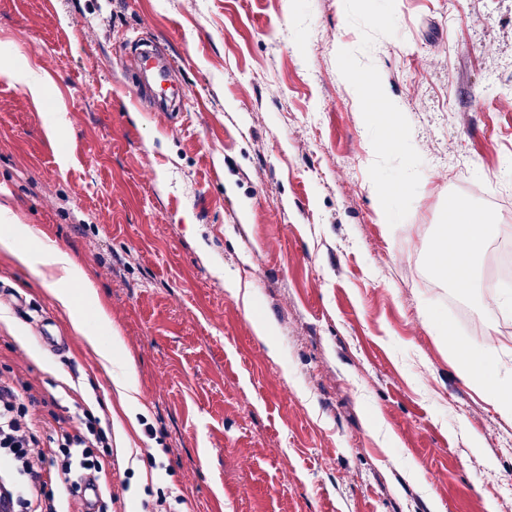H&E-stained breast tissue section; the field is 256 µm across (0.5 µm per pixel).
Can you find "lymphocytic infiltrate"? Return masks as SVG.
I'll list each match as a JSON object with an SVG mask.
<instances>
[{"label": "lymphocytic infiltrate", "instance_id": "1", "mask_svg": "<svg viewBox=\"0 0 512 512\" xmlns=\"http://www.w3.org/2000/svg\"><path fill=\"white\" fill-rule=\"evenodd\" d=\"M45 400L13 369L0 371V512H61L50 487L86 505L83 481L106 487L109 425L91 409L39 413Z\"/></svg>", "mask_w": 512, "mask_h": 512}]
</instances>
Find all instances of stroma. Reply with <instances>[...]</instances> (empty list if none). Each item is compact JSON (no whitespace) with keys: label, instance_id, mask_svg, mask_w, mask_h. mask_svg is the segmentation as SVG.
<instances>
[{"label":"stroma","instance_id":"stroma-1","mask_svg":"<svg viewBox=\"0 0 512 512\" xmlns=\"http://www.w3.org/2000/svg\"><path fill=\"white\" fill-rule=\"evenodd\" d=\"M138 38L180 111L134 103ZM0 64L51 78L38 103L0 80V202L84 268L120 339L103 366L92 306L0 246V369L108 420L117 512H512V423L433 327L512 373L488 285L512 213L473 278L430 262L449 204L489 217L512 182V0H0Z\"/></svg>","mask_w":512,"mask_h":512}]
</instances>
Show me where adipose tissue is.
I'll return each instance as SVG.
<instances>
[{"instance_id": "ef3b65f1", "label": "adipose tissue", "mask_w": 512, "mask_h": 512, "mask_svg": "<svg viewBox=\"0 0 512 512\" xmlns=\"http://www.w3.org/2000/svg\"><path fill=\"white\" fill-rule=\"evenodd\" d=\"M452 226L453 240L450 248H439L432 260L440 271L451 270L463 274L481 255L494 226L488 219L476 221L473 213L465 209L454 210ZM31 235L30 226L23 224L7 204H0V240L10 245L14 256L29 265L56 268V275L47 277L45 283L64 309H72L71 287L80 285L85 302L96 310L98 322L106 327L111 326L112 320L100 303L98 289L84 269L68 252L56 246L44 244L36 250L24 248V241ZM448 344L451 350L462 355L457 364L458 371L482 392L504 421L512 422V381L491 376L482 361L468 354L465 342L452 338Z\"/></svg>"}]
</instances>
